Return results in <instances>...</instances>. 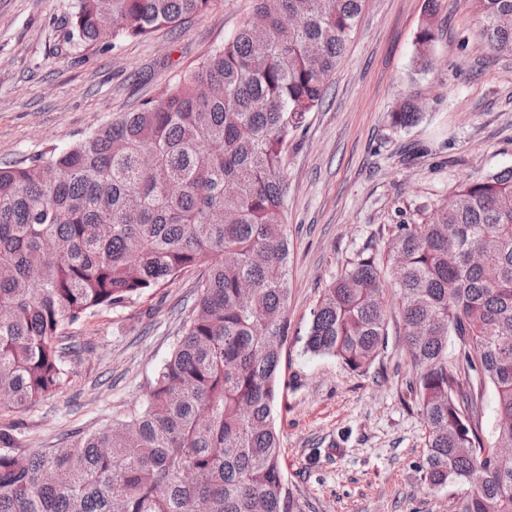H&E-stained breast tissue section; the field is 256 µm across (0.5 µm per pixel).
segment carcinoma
<instances>
[{
    "instance_id": "carcinoma-1",
    "label": "carcinoma",
    "mask_w": 512,
    "mask_h": 512,
    "mask_svg": "<svg viewBox=\"0 0 512 512\" xmlns=\"http://www.w3.org/2000/svg\"><path fill=\"white\" fill-rule=\"evenodd\" d=\"M210 0H76L67 42L99 23L143 39ZM365 0H253L224 45L135 112L78 143L0 167V410L57 392L77 353L60 330L190 268L203 269L182 337L142 410L51 453L0 430V512H302L287 490L272 409L288 337V144L318 109ZM482 48L512 56V0H476ZM440 26L429 9L415 65ZM423 118L411 99L391 113ZM394 225L324 289L306 349L367 372L395 289L427 452L421 481L456 486L455 512H512V167L468 178ZM461 348L450 359L448 339ZM496 425L480 436L475 389Z\"/></svg>"
}]
</instances>
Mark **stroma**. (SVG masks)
Returning a JSON list of instances; mask_svg holds the SVG:
<instances>
[{"label":"stroma","mask_w":512,"mask_h":512,"mask_svg":"<svg viewBox=\"0 0 512 512\" xmlns=\"http://www.w3.org/2000/svg\"><path fill=\"white\" fill-rule=\"evenodd\" d=\"M75 0H0V166L64 149L159 96L223 45L252 0H211L207 12L148 38L66 43ZM426 0H367L347 50L286 154L291 242L288 339L273 413L288 486L303 512H455L459 491L427 490L426 430L409 389L414 369L391 288L387 346L367 373L307 352L310 311L359 255L383 253L393 224L466 178L512 167V57L480 46L473 0H441L429 70L414 64ZM418 102L422 122L393 126ZM200 269L64 326L81 351L66 384L21 412L0 411L32 451L137 414L182 334ZM423 118L421 108L412 99L404 100L398 108L391 113L392 124L396 127H408L416 124Z\"/></svg>","instance_id":"obj_1"}]
</instances>
